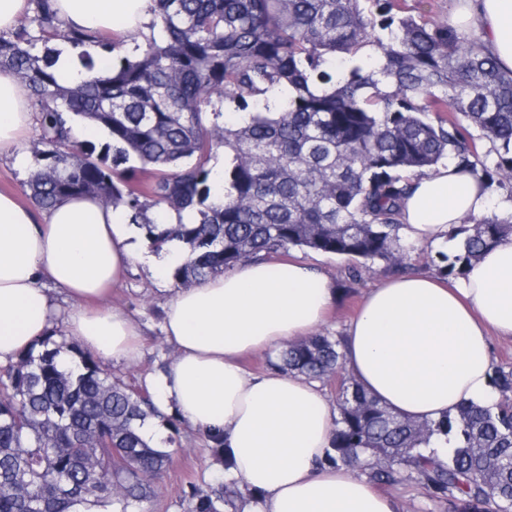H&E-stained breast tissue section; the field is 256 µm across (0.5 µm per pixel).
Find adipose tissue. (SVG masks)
I'll list each match as a JSON object with an SVG mask.
<instances>
[{
	"label": "adipose tissue",
	"mask_w": 512,
	"mask_h": 512,
	"mask_svg": "<svg viewBox=\"0 0 512 512\" xmlns=\"http://www.w3.org/2000/svg\"><path fill=\"white\" fill-rule=\"evenodd\" d=\"M462 2L464 17L479 23L486 53L512 69V0ZM150 6L55 0L67 25L145 35ZM31 124L28 89L0 73V155L24 164L19 147ZM412 184L399 229L412 251H447L450 225L512 210L453 160ZM184 259L176 241L149 251L122 210L94 197L45 209L0 192V364L48 335L57 291L72 303L65 323L84 349L118 363L134 360L137 327L110 304L111 288L134 262L161 278ZM336 299L332 279L311 265L254 260L172 289L163 305V334L177 356L146 385L158 412L223 432L232 478L260 492L245 512H395L356 465L318 466L336 416L319 383L277 370L254 374L240 364L243 355L312 334ZM494 335L512 340V237L485 249L456 280L417 272L371 288L346 331L345 367L393 413L436 420L497 401L488 351Z\"/></svg>",
	"instance_id": "obj_1"
}]
</instances>
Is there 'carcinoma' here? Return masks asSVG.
<instances>
[{"instance_id":"carcinoma-1","label":"carcinoma","mask_w":512,"mask_h":512,"mask_svg":"<svg viewBox=\"0 0 512 512\" xmlns=\"http://www.w3.org/2000/svg\"><path fill=\"white\" fill-rule=\"evenodd\" d=\"M394 7L152 0L163 37H145L130 60L112 56L116 39L70 27L52 0H32V13L0 35V71L38 104L36 147L49 160L28 191L45 209L82 195L121 207L157 250L184 241L190 255L174 270L181 286L292 248L344 256L354 261V279L376 263L399 269L409 254L400 216L415 173L451 158L512 189V70L484 54L479 37ZM57 39L100 48L95 57L80 53L86 78L75 87L55 76L48 44ZM369 47L381 65L365 60ZM226 102L245 113L243 123L219 124ZM71 114L106 130L112 143L98 151L74 141ZM480 140L490 144L484 153ZM220 147L218 205L209 164ZM132 158L140 167L126 166ZM153 208L190 211L195 221L161 229ZM448 236L459 251L438 254V270L461 275L512 236V214L467 217ZM342 345L343 335L320 332L268 361L335 386L339 417L327 464L383 457L387 463L362 470L377 487L416 484L448 512H512L511 367H492L493 406L420 422L371 398L346 371ZM38 346L0 365V512H144L172 457L140 433L157 414L147 388L113 375L60 331ZM200 436L226 477L188 481L183 512H244L255 494L227 476L222 434ZM435 437L448 442L445 461L428 452Z\"/></svg>"}]
</instances>
